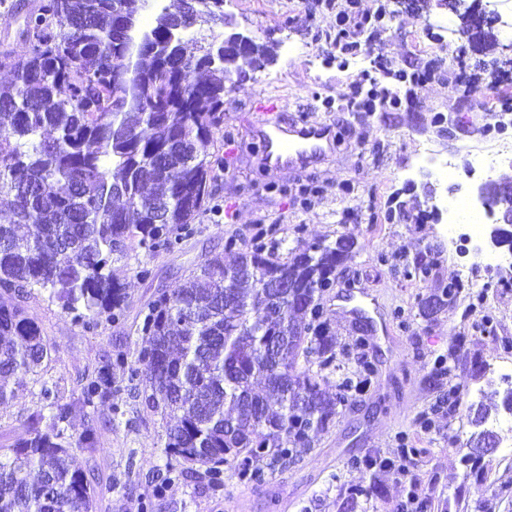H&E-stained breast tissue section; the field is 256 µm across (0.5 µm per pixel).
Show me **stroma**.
<instances>
[{"mask_svg":"<svg viewBox=\"0 0 512 512\" xmlns=\"http://www.w3.org/2000/svg\"><path fill=\"white\" fill-rule=\"evenodd\" d=\"M38 3L0 0V50L27 54L19 30L24 13ZM314 3L224 0V14L238 31L273 42L276 56L224 97V125L215 134L224 170L212 186V210L197 221V235L179 252L130 250L113 261L112 275L127 292L124 319L88 329L46 291H33L25 302L51 359L39 373L19 377L15 398L0 406V448L26 438L29 417L43 405L42 383L56 384L71 406L70 433L90 427L98 437L96 447L73 451L75 466L95 487L94 512H397L414 482L421 489L420 512H512V456L500 450L485 456L478 478L461 463L478 405L502 406L499 371L512 368V270L490 276L463 240H449L433 208L435 197H466L481 183L469 171L472 152L512 139V126L490 127L487 112L512 98V78L467 94L422 76L434 59L441 62L440 76L460 68L488 76L512 61V38L486 46L469 40L459 18L438 0L417 11L391 0L392 17L383 21L375 50L417 79H384V86L405 95L397 108L351 112L346 99L363 84L366 70L328 48L325 35L335 16ZM446 43L453 53L442 52ZM273 103L283 117L334 126L337 138L324 161L277 173L263 167L254 125ZM426 142L452 157L453 179L419 169L417 154ZM272 224L283 259L301 236L351 242L347 261L323 295V317L337 347L345 349L349 369L367 361L375 374L328 428L312 432L310 448L260 479L242 481L229 469L217 485L197 473L167 476L166 421L133 398L128 370L114 368L120 391L108 404H85V379L105 361L142 347L136 327L157 289L175 286L210 255L223 254L232 263L237 254L225 250L228 238L244 245ZM418 263L428 264V274L405 276V267ZM465 264L473 286L432 318L420 316L421 300L459 280ZM143 266L151 278L137 277ZM487 280L494 296L484 308L475 286ZM352 286L371 290L384 305L388 341H377L366 326L337 312V293ZM452 383L461 391L458 408L434 412ZM424 412L431 415L427 429L418 421ZM401 442L416 449L418 465L397 458L371 467V460L388 457ZM360 486L366 495L344 510L349 490Z\"/></svg>","mask_w":512,"mask_h":512,"instance_id":"35a3bbf8","label":"stroma"}]
</instances>
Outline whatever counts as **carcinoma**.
<instances>
[{
  "label": "carcinoma",
  "instance_id": "1",
  "mask_svg": "<svg viewBox=\"0 0 512 512\" xmlns=\"http://www.w3.org/2000/svg\"><path fill=\"white\" fill-rule=\"evenodd\" d=\"M210 22L189 0H41L26 14L22 59L0 52L11 73L0 92V404L10 380L35 371L50 347L24 307L35 288L85 326L122 319L126 295L112 258L183 249L206 211L222 170L215 133L235 79L272 61L275 45L224 49L225 35L189 54L187 33ZM226 265L213 255L200 271L148 303L137 332L145 346L129 365L142 404L169 419L167 454L198 465L213 482L223 467L241 480L310 447V432L373 373L345 378L334 393L323 371L336 341L320 300L349 246L338 239L298 244L287 261L264 237ZM456 281L421 303V315L452 304ZM264 384L254 390V381ZM112 362L82 388L84 402L110 401ZM54 431L0 448V512H90L87 476L70 449L93 448L94 430L66 434L70 404L42 383Z\"/></svg>",
  "mask_w": 512,
  "mask_h": 512
}]
</instances>
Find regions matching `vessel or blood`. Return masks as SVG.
I'll list each match as a JSON object with an SVG mask.
<instances>
[{"label": "vessel or blood", "mask_w": 512, "mask_h": 512, "mask_svg": "<svg viewBox=\"0 0 512 512\" xmlns=\"http://www.w3.org/2000/svg\"><path fill=\"white\" fill-rule=\"evenodd\" d=\"M258 130L263 143V164L271 169L303 166L324 158L335 135L331 125L301 120L287 122L282 118H264ZM339 310L348 313L369 327L375 338L388 335L376 296L364 288H351L341 295Z\"/></svg>", "instance_id": "obj_1"}]
</instances>
